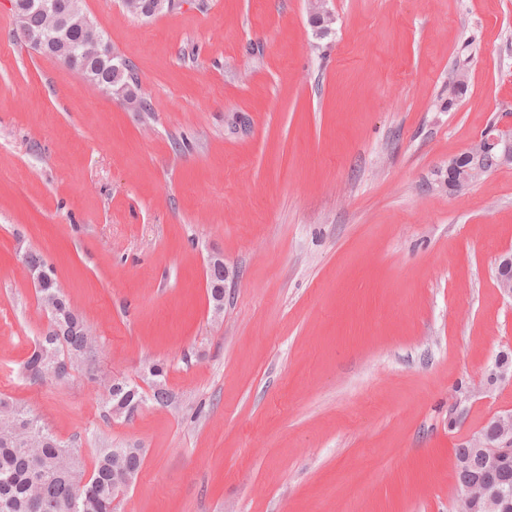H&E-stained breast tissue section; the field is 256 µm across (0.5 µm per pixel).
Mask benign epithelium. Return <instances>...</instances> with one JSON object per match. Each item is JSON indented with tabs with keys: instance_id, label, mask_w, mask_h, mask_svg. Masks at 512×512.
I'll return each mask as SVG.
<instances>
[{
	"instance_id": "benign-epithelium-1",
	"label": "benign epithelium",
	"mask_w": 512,
	"mask_h": 512,
	"mask_svg": "<svg viewBox=\"0 0 512 512\" xmlns=\"http://www.w3.org/2000/svg\"><path fill=\"white\" fill-rule=\"evenodd\" d=\"M329 0H308L310 19L321 23L332 17ZM18 26L24 29L25 40L43 54L58 52L57 30L66 26V18L58 0H25L11 2ZM168 0H146L133 8L139 18L160 13ZM35 9L49 17L51 24L40 32L25 29V12ZM109 48L96 36L85 43L80 56L84 60L101 59ZM495 167H512V124L493 126L482 133L469 148L448 162V189L461 193L473 182ZM494 277L500 292L512 299V251L500 253L494 263ZM485 386H512V346L500 351L485 371ZM468 453L455 459V465L469 475L463 489L457 491L450 512H507L512 508V495L501 480V474L512 465V410L490 418L467 438Z\"/></svg>"
}]
</instances>
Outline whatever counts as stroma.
Segmentation results:
<instances>
[{
  "mask_svg": "<svg viewBox=\"0 0 512 512\" xmlns=\"http://www.w3.org/2000/svg\"><path fill=\"white\" fill-rule=\"evenodd\" d=\"M81 6L151 109L0 0V397L85 466L142 449L116 512H449L456 448L512 409L485 387L512 343V168L447 182L512 122V0H330L323 37L307 0ZM30 251L97 338L65 380L21 370L48 327ZM155 363L170 402L108 416L112 377L147 393ZM128 72L126 73V76L123 80L117 82L116 84L112 85V90L107 86V85H104V83L101 81V80H98L96 78H92V77H88L87 79V82L92 85V86H95L97 88H100L102 90H105V91H112V95L118 99H120V97L124 94H130L131 93V89H133L135 91V96L134 97H138V102L136 104V109L139 111V112H147V111H150L151 109V106H150V103L149 101L144 98L140 93V88H139V78H138V75L133 67V65L128 61ZM124 83H127L130 88H126L121 92H119V90L121 89V86L124 84ZM494 277L500 292L512 299V251L502 252L497 256Z\"/></svg>",
  "mask_w": 512,
  "mask_h": 512,
  "instance_id": "obj_1",
  "label": "stroma"
}]
</instances>
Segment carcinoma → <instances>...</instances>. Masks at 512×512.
<instances>
[{
    "label": "carcinoma",
    "instance_id": "cac0c4a2",
    "mask_svg": "<svg viewBox=\"0 0 512 512\" xmlns=\"http://www.w3.org/2000/svg\"><path fill=\"white\" fill-rule=\"evenodd\" d=\"M93 33L101 30L88 26L80 8H69L64 30L66 46L76 52ZM69 68L84 76L106 79L112 76V59L86 69L82 61H72ZM128 68L125 78L112 85V95L119 98L134 90L138 97L136 109L151 111L149 101L139 94V78L133 65ZM27 259L31 266L45 272L37 288L50 316V328L38 339L22 371L34 381L48 373L63 380L76 370L79 360L90 356L97 337L87 327L73 329L79 316L60 294L54 268L37 253H29ZM149 374L153 378V399L160 404L167 394L165 368L156 364L149 368ZM144 402L139 387L125 381L116 393L106 390L104 407L132 418ZM142 464L140 448H101L89 482L76 496L74 487L86 472L77 451L49 432L31 411L0 400V512H115L118 492L112 489L113 478L121 475L134 481Z\"/></svg>",
    "mask_w": 512,
    "mask_h": 512
}]
</instances>
